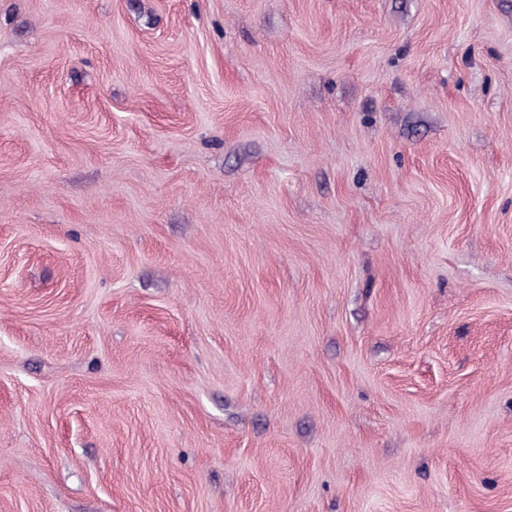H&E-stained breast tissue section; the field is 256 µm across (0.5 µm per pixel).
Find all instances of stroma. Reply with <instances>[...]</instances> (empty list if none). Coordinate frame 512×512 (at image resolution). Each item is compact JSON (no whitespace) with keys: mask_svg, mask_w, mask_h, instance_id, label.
Segmentation results:
<instances>
[{"mask_svg":"<svg viewBox=\"0 0 512 512\" xmlns=\"http://www.w3.org/2000/svg\"><path fill=\"white\" fill-rule=\"evenodd\" d=\"M0 512H512V0H0Z\"/></svg>","mask_w":512,"mask_h":512,"instance_id":"35a3bbf8","label":"stroma"}]
</instances>
